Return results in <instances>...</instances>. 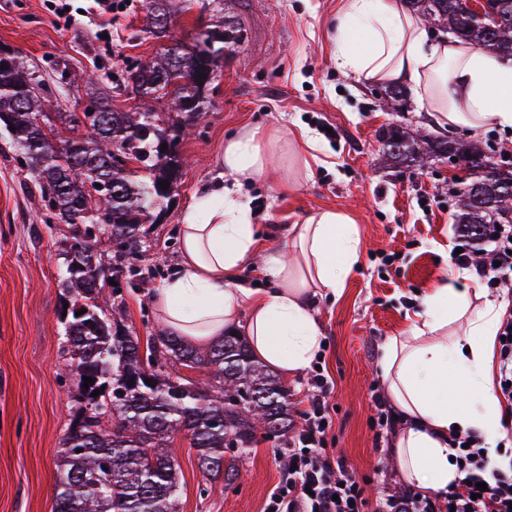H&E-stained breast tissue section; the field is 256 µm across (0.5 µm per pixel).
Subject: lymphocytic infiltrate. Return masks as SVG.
Here are the masks:
<instances>
[{"instance_id":"f902f5d3","label":"lymphocytic infiltrate","mask_w":512,"mask_h":512,"mask_svg":"<svg viewBox=\"0 0 512 512\" xmlns=\"http://www.w3.org/2000/svg\"><path fill=\"white\" fill-rule=\"evenodd\" d=\"M459 267H473L489 287L512 283V224L486 225L482 240L464 239ZM323 374L305 393L303 423L288 443L287 463L268 495L263 512H512V470L499 469L471 435H450L461 477L447 491L414 487L388 494L370 506L365 486L345 460L325 446L334 410ZM486 491H478V484Z\"/></svg>"}]
</instances>
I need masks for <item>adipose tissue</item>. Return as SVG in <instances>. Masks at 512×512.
<instances>
[{
    "instance_id": "adipose-tissue-1",
    "label": "adipose tissue",
    "mask_w": 512,
    "mask_h": 512,
    "mask_svg": "<svg viewBox=\"0 0 512 512\" xmlns=\"http://www.w3.org/2000/svg\"><path fill=\"white\" fill-rule=\"evenodd\" d=\"M335 42L339 69L407 84L449 125L512 128V58L431 36L401 0H344ZM279 144L257 128L225 140L219 164L229 181L202 189L183 209L179 271L156 287L153 301L170 333L205 347L224 332L243 331L253 356L289 378L321 349L310 294H341L361 242L348 215L326 208L293 226V260L261 251L242 190L268 177ZM254 261L274 289L240 282L239 271ZM469 306L454 282L432 288L411 335L390 337L380 359L389 399L407 419L397 457L405 478L425 489H446L460 477L448 446L453 432H477L492 460L512 462L496 448L500 407L489 365L501 308L491 299L474 314ZM452 315L467 321L453 337Z\"/></svg>"
}]
</instances>
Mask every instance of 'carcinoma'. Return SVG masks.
Wrapping results in <instances>:
<instances>
[{
    "label": "carcinoma",
    "instance_id": "carcinoma-1",
    "mask_svg": "<svg viewBox=\"0 0 512 512\" xmlns=\"http://www.w3.org/2000/svg\"><path fill=\"white\" fill-rule=\"evenodd\" d=\"M502 12L499 28L484 34L470 17L460 13L456 0H407L423 20L443 24L457 38L506 56H512V0H488ZM240 30L227 25L211 34V52L194 65L166 50L131 69L115 90L143 99H161L175 88L177 118H162L141 105L132 111L112 107V91L96 95L109 119L104 124L82 123L75 112H60L57 122L44 120L45 103L52 89L6 46L5 68H0V129L18 151V160L32 172L46 210V223L68 224L64 242L66 270L64 322L71 359L78 376L80 406L62 443L55 472L54 512H177L179 464L169 453L181 433L196 450L198 465L224 486L240 477L239 451L257 438L286 442L295 425L288 388L256 360L246 340L229 333L200 348L172 333L156 336L141 347L139 337L109 317L100 297L115 290L120 267H107L97 249L75 261L69 258L72 241L97 227L104 238L96 245L112 247L122 259L139 251L149 234L146 219L160 201L169 198L160 182L178 184L181 156L160 154L159 142L182 139L207 108V92L214 82V61L224 44L240 40ZM85 133H79V130ZM386 151L396 159L422 162L429 154L452 153L466 173L456 190L458 224H488L493 205L480 207L472 187L485 184L487 172L495 182L512 186V166L502 169L479 147L453 140L425 144L421 135L389 132ZM127 163L117 167L114 157ZM149 171L147 180L135 178L136 169ZM118 182L123 193L92 194L90 187ZM85 310L77 316L75 311ZM207 368L212 379L201 385L185 384L165 371L166 364ZM105 387L94 397L83 387L84 372ZM151 383H145V380Z\"/></svg>",
    "mask_w": 512,
    "mask_h": 512
}]
</instances>
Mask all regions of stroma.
Listing matches in <instances>:
<instances>
[{"mask_svg":"<svg viewBox=\"0 0 512 512\" xmlns=\"http://www.w3.org/2000/svg\"><path fill=\"white\" fill-rule=\"evenodd\" d=\"M71 26L57 24L44 0H0V45L34 66L46 82L68 77L72 93L60 109L75 112L84 81L123 76L125 68L161 50L146 30V0L112 24V54L99 56L100 20L87 0H69ZM166 41L192 47L198 32L234 22L241 43L219 61L211 103L180 142L182 178L172 208L154 224L131 260L138 274L122 286L125 325L139 338L164 333L152 302L156 285L177 273L180 215L199 191L220 179L217 159L226 137L258 127L288 142L270 177L246 188L262 245L288 248V232L311 213L333 208L355 222L359 260L342 295H315L323 331L317 357L332 389L334 426L327 441L366 494L376 499L377 471L406 486L394 452L374 451L373 389L383 388L379 362L389 337L407 333L423 293L455 278L474 288V271L458 268L454 184L448 159L393 163L383 146L393 129L431 142L456 138L512 155V132H477L438 121L406 96L384 106L385 85L340 70L334 60L335 18L343 0H169ZM314 146H307L306 137ZM66 224L46 226L31 172L12 157L0 134V512H52L62 441L77 408L78 377L70 371L65 326L59 320ZM180 465L178 512H261L278 482L284 457L268 441L241 456L232 487L202 473L185 436L174 440Z\"/></svg>","mask_w":512,"mask_h":512,"instance_id":"1","label":"stroma"}]
</instances>
